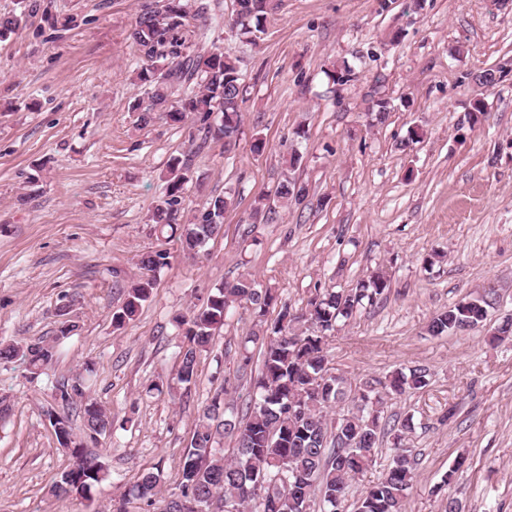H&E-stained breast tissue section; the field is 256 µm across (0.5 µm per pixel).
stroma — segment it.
I'll return each mask as SVG.
<instances>
[{
	"label": "stroma",
	"instance_id": "35a3bbf8",
	"mask_svg": "<svg viewBox=\"0 0 512 512\" xmlns=\"http://www.w3.org/2000/svg\"><path fill=\"white\" fill-rule=\"evenodd\" d=\"M155 2L0 0V17L20 19L0 39V342L76 324L38 378L0 360V512H113L156 467L163 494L177 491L198 414L220 395L244 402L241 356L260 347L251 310L238 307L195 382L157 392L179 371L174 317L242 275L274 295L273 319L379 271L389 292L339 322L325 352L353 384L427 369V387L382 405L387 419H413L405 512H444L451 498L463 512H512V338H491L512 316V0H426L416 13L407 0H281L241 66V128L228 144L202 140L192 114L173 124L131 112L147 88L129 33ZM344 62L351 81L332 82ZM486 69L495 84L478 83ZM293 149L302 164L291 171ZM176 162L192 175L179 223L213 196L234 199L194 257L150 220ZM288 175L307 185L304 204L256 212ZM155 251L168 263L150 298L114 327L141 256ZM491 285L485 325L429 334L433 315ZM88 362L87 390L112 418L88 443L111 473L89 501L51 494L71 459L46 418L61 407L56 384Z\"/></svg>",
	"mask_w": 512,
	"mask_h": 512
}]
</instances>
